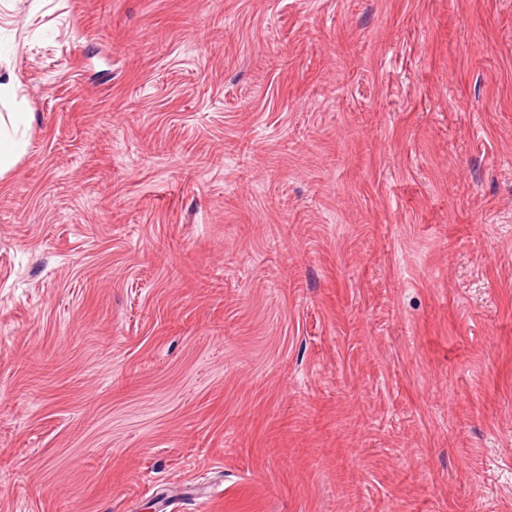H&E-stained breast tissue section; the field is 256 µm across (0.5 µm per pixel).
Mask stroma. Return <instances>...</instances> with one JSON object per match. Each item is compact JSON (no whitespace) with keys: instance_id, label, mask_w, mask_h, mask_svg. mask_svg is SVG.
<instances>
[{"instance_id":"obj_1","label":"stroma","mask_w":512,"mask_h":512,"mask_svg":"<svg viewBox=\"0 0 512 512\" xmlns=\"http://www.w3.org/2000/svg\"><path fill=\"white\" fill-rule=\"evenodd\" d=\"M0 512H512V0H0ZM27 112H7L9 122L12 126V132H5V120L0 114V174L2 175L23 153L26 141L25 132L21 127H28Z\"/></svg>"}]
</instances>
